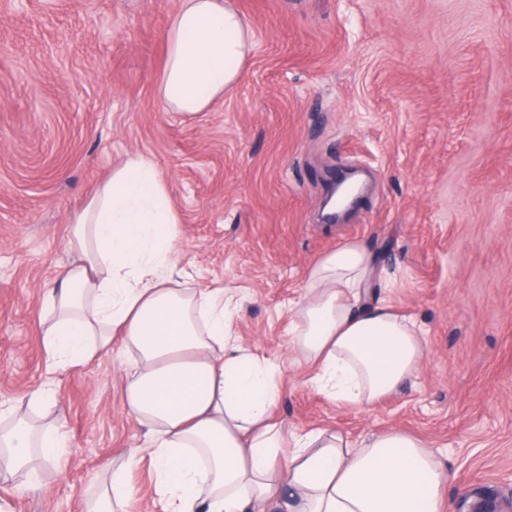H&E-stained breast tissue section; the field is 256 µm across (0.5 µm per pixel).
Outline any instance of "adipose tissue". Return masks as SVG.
Segmentation results:
<instances>
[{
	"mask_svg": "<svg viewBox=\"0 0 512 512\" xmlns=\"http://www.w3.org/2000/svg\"><path fill=\"white\" fill-rule=\"evenodd\" d=\"M162 107L190 118L238 81L253 44L228 0H180L165 33ZM179 217L154 164L129 157L74 216L66 269L42 315L56 365L111 351L133 358L121 374L125 409L149 429L162 512H270L289 486V512H447L449 479L427 442L398 429L353 443L331 429L292 433L280 460L272 415L281 389L273 365L238 345L221 289L179 287L172 275ZM370 250L348 241L309 267L293 308L291 347L307 385L337 405L365 407L398 392L427 353L422 331L386 299ZM66 441L0 403V477L37 486V463ZM133 458L110 477L88 512H125Z\"/></svg>",
	"mask_w": 512,
	"mask_h": 512,
	"instance_id": "ef3b65f1",
	"label": "adipose tissue"
}]
</instances>
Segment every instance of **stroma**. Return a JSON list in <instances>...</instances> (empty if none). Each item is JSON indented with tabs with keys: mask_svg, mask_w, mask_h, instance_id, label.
<instances>
[{
	"mask_svg": "<svg viewBox=\"0 0 512 512\" xmlns=\"http://www.w3.org/2000/svg\"><path fill=\"white\" fill-rule=\"evenodd\" d=\"M232 3L254 31L249 65L186 120L157 99L179 0H0V399L67 436L40 489L0 481V502L84 512L103 465L134 453L125 512H159L121 344L49 373L41 316L76 260L74 213L133 155L180 218L175 280L231 294L236 335L276 366L283 435L399 429L449 470L451 512L486 489L511 501L512 0ZM351 172L361 198L324 221L334 177ZM350 240L428 346L414 380L368 410L305 385L290 349L307 269Z\"/></svg>",
	"mask_w": 512,
	"mask_h": 512,
	"instance_id": "stroma-1",
	"label": "stroma"
}]
</instances>
